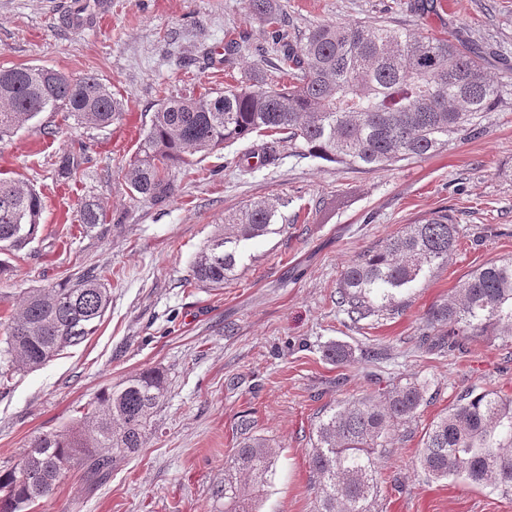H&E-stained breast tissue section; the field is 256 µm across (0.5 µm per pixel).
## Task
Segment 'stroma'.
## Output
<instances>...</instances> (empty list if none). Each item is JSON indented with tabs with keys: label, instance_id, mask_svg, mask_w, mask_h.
<instances>
[{
	"label": "stroma",
	"instance_id": "stroma-1",
	"mask_svg": "<svg viewBox=\"0 0 512 512\" xmlns=\"http://www.w3.org/2000/svg\"><path fill=\"white\" fill-rule=\"evenodd\" d=\"M82 27L66 24L63 0H0V67L44 65L94 74L128 104L104 129L44 112L0 138V178L45 202L40 236L0 256V324L35 288L93 270L110 290L95 333L39 369L13 373L0 389V471L16 466L35 436L76 426L88 404L146 370L167 392L143 448L97 484L80 465L64 470L34 512H224L214 489L248 415L278 455L259 512H314L309 467L324 408L378 399L399 381L429 382L434 399L401 426L378 459L380 512H512V497L461 478L427 479L418 463L430 423L469 389L512 396V338L469 340L450 352L427 340L426 320L478 267L512 257V95L475 135L388 170L365 171L297 155L283 146L271 165L240 172L252 135L178 168L165 200L131 195L121 170L136 161L164 93L198 94L279 83L269 29L244 0H110ZM416 0H276L289 31L383 21L414 34L461 32L481 43L486 65L512 86V0H441L427 16ZM239 49L221 59L228 41ZM82 151L74 179L59 158ZM281 202L270 233L241 241L223 287L192 282L199 252L228 214L261 198ZM100 203L104 221L85 231L79 210ZM448 209L460 244L398 296L400 306L350 326L336 306L346 268L416 219ZM349 345L336 364L325 347Z\"/></svg>",
	"mask_w": 512,
	"mask_h": 512
}]
</instances>
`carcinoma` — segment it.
<instances>
[{"mask_svg": "<svg viewBox=\"0 0 512 512\" xmlns=\"http://www.w3.org/2000/svg\"><path fill=\"white\" fill-rule=\"evenodd\" d=\"M250 13L273 28L286 85L258 76L214 95H166L153 112L129 165L130 189L154 200L171 191V168L259 133L270 137L252 152L261 166L279 159L286 142L302 155L354 167L385 169L424 158L477 132L497 108L502 83L481 51L457 32L411 35L383 22L319 24L292 36L273 0H246ZM126 103L95 75L74 78L43 66L0 68V138L42 112H63L90 128L119 119ZM43 198L15 179H0V251H19L42 229ZM277 213L272 199L253 201L231 218L198 254L193 280L221 287L235 270L231 245L269 233ZM79 220L103 223L100 204L84 203ZM457 220L443 209L405 225L344 271L337 307L356 325L397 305V294L427 268L448 261L457 245ZM104 279L88 272L73 282L30 291L5 325L0 355L11 370H35L92 335L109 305ZM428 326L446 327L442 346L472 337H512V258L469 273L454 296L437 305ZM165 378L146 370L118 389L105 388L83 426L43 433L13 468L0 472V512H26L52 495L64 467L78 462L87 477L104 479L117 459L143 447ZM431 399L429 383L407 381L383 399H355L331 409L315 427L310 465L317 479L316 512H376L380 497L376 458L399 426ZM243 435L216 495L224 512H256L252 491L270 483L277 457L269 440ZM420 467L432 480L463 476L512 496V397L470 389L452 412L425 432Z\"/></svg>", "mask_w": 512, "mask_h": 512, "instance_id": "cac0c4a2", "label": "carcinoma"}]
</instances>
